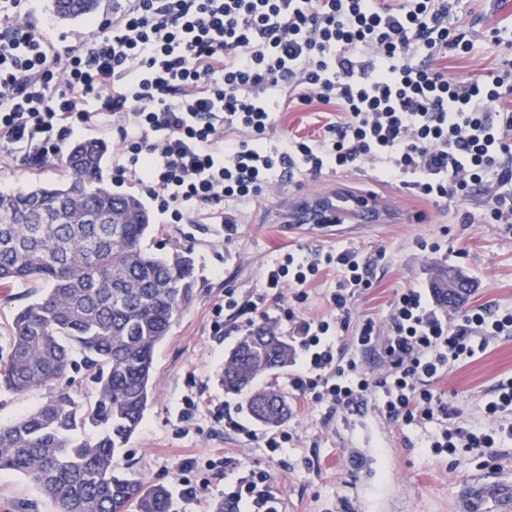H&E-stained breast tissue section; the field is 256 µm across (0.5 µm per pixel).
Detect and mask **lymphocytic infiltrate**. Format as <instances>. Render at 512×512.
I'll use <instances>...</instances> for the list:
<instances>
[{
    "label": "lymphocytic infiltrate",
    "instance_id": "f902f5d3",
    "mask_svg": "<svg viewBox=\"0 0 512 512\" xmlns=\"http://www.w3.org/2000/svg\"><path fill=\"white\" fill-rule=\"evenodd\" d=\"M456 0H113L91 37L47 41L30 0H0V148L63 154L68 140L115 126L117 178L129 181L174 224L237 230L231 204L257 197L275 173L317 177L374 166L382 181L441 206L488 194L480 221L512 228V69L456 76L437 61L470 53L449 19ZM302 105L334 107L323 134L268 148L271 91ZM123 117L113 125V117ZM344 279L327 297L328 318L303 315L306 285L321 271ZM248 307L271 328L287 324L301 355L293 395L354 413L373 404L386 419L427 427L440 456L494 454L512 444V377L499 380L470 424L433 384L512 335V309L480 306L449 323L421 285L397 292L384 322L351 324L354 298L371 288L370 265L342 250L298 252L264 274ZM291 301L270 316L268 300ZM379 349L385 370L367 377L356 357ZM225 429L261 438L281 454L287 431L257 435L223 404ZM224 512H282L267 470L224 488Z\"/></svg>",
    "mask_w": 512,
    "mask_h": 512
}]
</instances>
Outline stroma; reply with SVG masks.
I'll use <instances>...</instances> for the list:
<instances>
[{"mask_svg": "<svg viewBox=\"0 0 512 512\" xmlns=\"http://www.w3.org/2000/svg\"><path fill=\"white\" fill-rule=\"evenodd\" d=\"M474 42L471 54L449 53L442 61L454 75H477L512 61V48L493 45L489 27L512 25V0H459ZM273 140L291 136L315 138L323 131V106L300 107L276 100ZM60 165L29 163L0 156V187L22 191L41 181L63 179ZM307 191L326 195L371 191L391 204L401 217L397 224H346L322 236L295 238L287 223L273 214L290 199ZM485 193L476 189L469 200L449 201L439 209L398 187L378 182L372 170L341 171L318 178L306 175L276 178L258 198L240 206V222L232 238L220 224H166L151 216V230L142 245L149 252L190 254L195 268V298L175 319L153 356L155 396L139 430L116 459V469L130 472L167 489L181 477L207 478L214 501H221L226 483L261 468L275 477L285 512H466L468 486L486 481L512 483V446L492 456L459 453L435 458L425 446L421 428L386 421L373 406L354 414L328 415L315 403L291 404L284 424L296 442L277 457H269L257 441L225 430L205 408L190 420L179 417L182 399L200 395L218 401L231 413L242 410L243 398L226 393L217 373L238 339L249 328L248 317L224 310L225 291L247 303L263 290V273L298 249L307 257L351 249L370 264L373 288L356 298L352 322L364 317L385 318L398 289L420 283L432 286L445 272H461L474 286L467 308L482 305L512 308V237L481 224L462 223L459 214L480 215ZM444 244L438 253L419 251L417 238ZM224 334H211L215 318ZM512 377V337L490 345L469 363L453 368L435 383L436 391L452 396L465 419L483 421L481 400L495 383ZM370 459V469L352 465L349 454ZM232 457L226 469L208 470L210 460ZM187 458L197 466L179 471ZM0 512H56L54 504L24 476L0 474Z\"/></svg>", "mask_w": 512, "mask_h": 512, "instance_id": "1", "label": "stroma"}]
</instances>
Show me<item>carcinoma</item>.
I'll list each match as a JSON object with an SVG mask.
<instances>
[{"label": "carcinoma", "mask_w": 512, "mask_h": 512, "mask_svg": "<svg viewBox=\"0 0 512 512\" xmlns=\"http://www.w3.org/2000/svg\"><path fill=\"white\" fill-rule=\"evenodd\" d=\"M98 0H54L63 20L89 16ZM107 146L74 143L61 159L63 182L0 193V286H46L8 323L0 391L43 394L32 412L0 426V472L18 473L50 498L57 512H169L162 485L118 473L114 459L139 428L155 385L153 354L194 296V262L142 248L150 214L130 193L103 178ZM294 349L257 324L239 338L218 380L247 394L248 414L269 428L288 418V404L258 377L289 366ZM81 365L95 385L84 402L63 389ZM91 429L89 436L81 435ZM512 504V485L467 488V512L488 502Z\"/></svg>", "instance_id": "obj_1"}]
</instances>
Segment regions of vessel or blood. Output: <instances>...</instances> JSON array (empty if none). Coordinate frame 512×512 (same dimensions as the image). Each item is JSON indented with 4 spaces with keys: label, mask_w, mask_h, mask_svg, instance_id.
<instances>
[{
    "label": "vessel or blood",
    "mask_w": 512,
    "mask_h": 512,
    "mask_svg": "<svg viewBox=\"0 0 512 512\" xmlns=\"http://www.w3.org/2000/svg\"><path fill=\"white\" fill-rule=\"evenodd\" d=\"M316 209L315 222L319 227L325 228L332 224H359L366 220L376 221L393 220L394 215L386 209L384 203L376 196L358 194L337 202H329L322 197H316L290 207L284 217L290 224L302 223V214L307 209Z\"/></svg>",
    "instance_id": "vessel-or-blood-1"
}]
</instances>
